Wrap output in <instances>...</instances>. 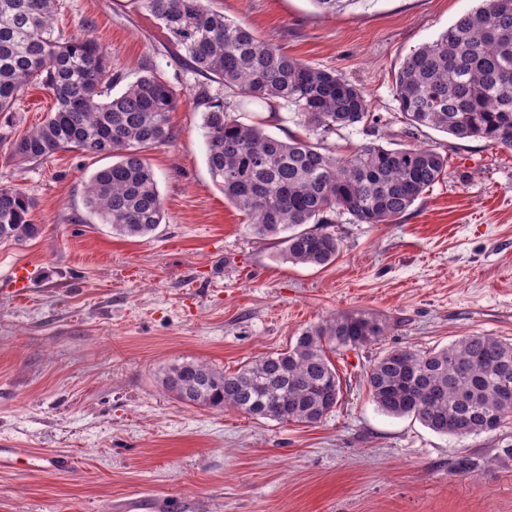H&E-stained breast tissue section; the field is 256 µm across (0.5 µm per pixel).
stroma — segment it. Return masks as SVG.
<instances>
[{"label":"stroma","instance_id":"1","mask_svg":"<svg viewBox=\"0 0 512 512\" xmlns=\"http://www.w3.org/2000/svg\"><path fill=\"white\" fill-rule=\"evenodd\" d=\"M208 3L365 92L382 124L331 137L336 153L412 140L447 154L448 174L390 223L337 217L333 263L288 262L283 244L253 234L214 184L200 78L177 63L155 18L139 0H59L62 37L93 38L121 84L159 74L178 107L171 139L145 152L164 221L142 238L115 235L87 213V180L107 158L10 159L9 141L52 111L48 90L26 89L0 116V185L35 200L41 227L24 245H0V444L64 448L82 461L71 473H0V512H115L135 494L161 512H512V462L455 468L461 456L512 447V426L440 435L382 413L364 382L395 347L429 351L477 333L512 341V150L427 128L407 138L394 96L404 59L476 0H351L333 15L312 0ZM234 117L281 140L302 132L285 108L246 100ZM18 266L29 270L24 300L9 291ZM356 312L385 330L334 356L342 391L321 422L188 406L163 387L173 364L233 373Z\"/></svg>","mask_w":512,"mask_h":512}]
</instances>
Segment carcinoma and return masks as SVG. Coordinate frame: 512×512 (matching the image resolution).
<instances>
[{
	"instance_id": "cac0c4a2",
	"label": "carcinoma",
	"mask_w": 512,
	"mask_h": 512,
	"mask_svg": "<svg viewBox=\"0 0 512 512\" xmlns=\"http://www.w3.org/2000/svg\"><path fill=\"white\" fill-rule=\"evenodd\" d=\"M140 2L195 74L234 97L288 107L308 132L280 140L231 117L230 102L203 115L207 165L224 199L247 216L254 234L281 239L287 260L333 262L341 239L326 230L332 216L387 224L445 178L448 156L428 146L369 141L334 153L331 136L382 122L365 93L335 69L287 55L204 0ZM57 11L58 0H0V114L12 111L33 83L55 99L54 111L9 143L10 157L37 162L75 149L112 158L89 178L86 208L116 234L144 237L164 219L144 151L172 137L177 95L153 72L111 94L118 80L111 60L89 37L57 36ZM395 97L410 134L426 127L512 150V0H480L416 49L398 71ZM34 208L24 191L0 186V244L23 245L39 235ZM383 332L363 312L339 314L235 373L196 360L175 364L163 386L190 406L316 424L341 393L330 353L360 348ZM366 381L383 413L413 416L439 434L489 433L512 420V342L496 336H462L428 352L390 349L371 364Z\"/></svg>"
}]
</instances>
